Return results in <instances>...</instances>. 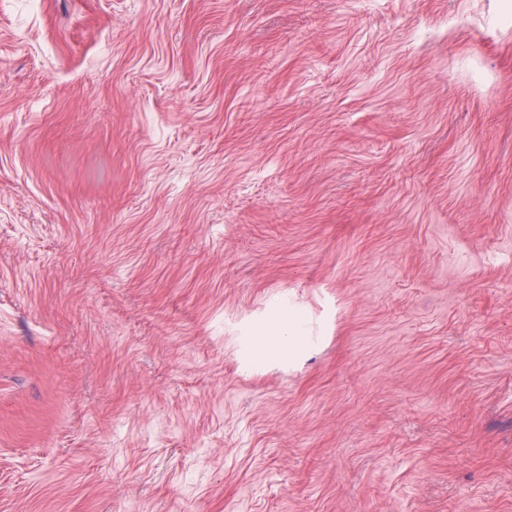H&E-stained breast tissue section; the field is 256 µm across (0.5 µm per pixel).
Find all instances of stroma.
I'll return each mask as SVG.
<instances>
[{
	"mask_svg": "<svg viewBox=\"0 0 512 512\" xmlns=\"http://www.w3.org/2000/svg\"><path fill=\"white\" fill-rule=\"evenodd\" d=\"M0 512H512V0H0Z\"/></svg>",
	"mask_w": 512,
	"mask_h": 512,
	"instance_id": "35a3bbf8",
	"label": "stroma"
}]
</instances>
